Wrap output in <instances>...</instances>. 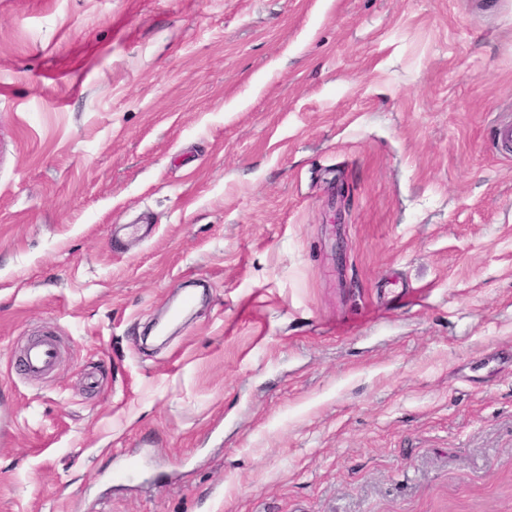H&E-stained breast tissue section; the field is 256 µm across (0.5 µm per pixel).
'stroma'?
Wrapping results in <instances>:
<instances>
[{"mask_svg":"<svg viewBox=\"0 0 512 512\" xmlns=\"http://www.w3.org/2000/svg\"><path fill=\"white\" fill-rule=\"evenodd\" d=\"M504 123L512 0H0V512H512ZM57 360V347L47 341L31 347L26 354V368L33 375L43 374L52 369Z\"/></svg>","mask_w":512,"mask_h":512,"instance_id":"stroma-1","label":"stroma"}]
</instances>
